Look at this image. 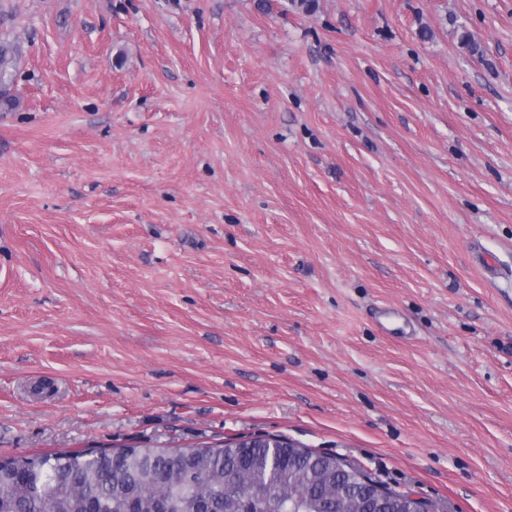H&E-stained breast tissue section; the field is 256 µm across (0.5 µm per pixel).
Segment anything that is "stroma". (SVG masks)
I'll list each match as a JSON object with an SVG mask.
<instances>
[{
	"mask_svg": "<svg viewBox=\"0 0 512 512\" xmlns=\"http://www.w3.org/2000/svg\"><path fill=\"white\" fill-rule=\"evenodd\" d=\"M1 34L0 457L280 434L512 512V0H0ZM20 50L17 44L0 41V107L10 112L16 107V99L11 94L14 78L18 71ZM379 314L380 326L384 334L397 339H405L409 335L408 325L399 310L388 308L381 310Z\"/></svg>",
	"mask_w": 512,
	"mask_h": 512,
	"instance_id": "35a3bbf8",
	"label": "stroma"
}]
</instances>
